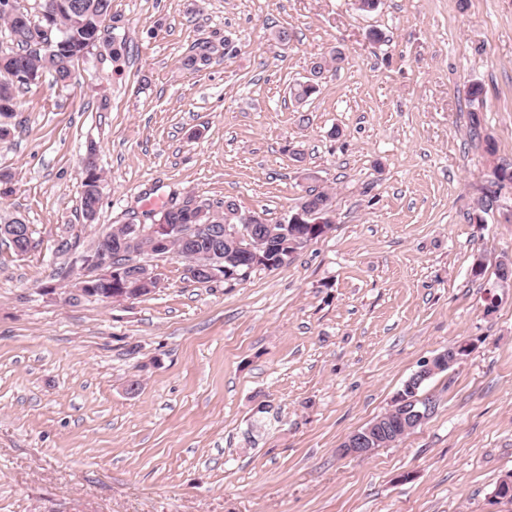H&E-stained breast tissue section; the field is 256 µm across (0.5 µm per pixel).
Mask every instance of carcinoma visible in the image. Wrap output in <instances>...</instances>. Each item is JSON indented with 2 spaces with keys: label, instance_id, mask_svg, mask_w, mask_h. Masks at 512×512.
<instances>
[{
  "label": "carcinoma",
  "instance_id": "cac0c4a2",
  "mask_svg": "<svg viewBox=\"0 0 512 512\" xmlns=\"http://www.w3.org/2000/svg\"><path fill=\"white\" fill-rule=\"evenodd\" d=\"M111 0H45L44 14L39 23H34L27 14L21 12L15 4L5 10H0V21L7 25L18 50L8 53L0 51V102L15 99L14 82L29 83L49 71L53 73L56 82L66 83L71 77L75 62L84 56V49L92 41L100 40L101 27L110 15ZM48 28L54 33L52 41L63 44V54L60 57L49 56L44 52H32L28 49L25 37L30 29ZM216 51L210 42H201L197 52L183 60V66L199 69L210 61L211 54ZM470 142L493 155L495 145L493 140L483 134V127L477 112L470 113L469 123ZM101 175L86 172L81 193V209L83 216L96 219L100 208ZM331 194L327 191H309L305 199L310 208L322 211L329 207ZM158 221L163 224H196L199 229L193 234V239L186 243H178L176 247L182 251L205 253L212 249L213 242L209 235L210 227L226 224L224 203L216 205L199 204L194 208L172 202L159 212ZM267 231H274L271 238L272 250H279L280 244L306 236L316 230L308 224H284L280 221L264 225ZM125 233V225L117 224L102 240L101 243H112V273L110 277H96L87 281L92 291L91 297L112 293V295L134 296L136 298L151 294L157 288L158 278L149 282V288L140 284V277L135 275L130 267L133 258L120 256L117 252L119 240ZM223 269L219 270L222 281L228 283L245 279L249 272L242 269L233 261L226 259L222 262Z\"/></svg>",
  "mask_w": 512,
  "mask_h": 512
}]
</instances>
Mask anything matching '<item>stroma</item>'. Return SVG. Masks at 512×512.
<instances>
[{
	"instance_id": "1",
	"label": "stroma",
	"mask_w": 512,
	"mask_h": 512,
	"mask_svg": "<svg viewBox=\"0 0 512 512\" xmlns=\"http://www.w3.org/2000/svg\"><path fill=\"white\" fill-rule=\"evenodd\" d=\"M276 26L290 43L269 42ZM102 39L68 85H17L0 142L16 179L0 214L38 243L0 239V512H512L492 498L512 473V280L494 265L512 258V183L478 209L512 164V0H112ZM202 41L208 65L183 67ZM335 50L297 104L290 87ZM473 109L495 156L469 141ZM309 189L333 192L334 223L279 268L200 284L149 256L155 293H65L78 251L171 195L275 222ZM454 344L421 427L338 455ZM96 170L101 172L99 167H94L93 172H90V169L86 170V175L82 185L83 190L81 193L82 213L86 221L88 215L91 217V223L96 219L101 202L100 182L102 180V176L100 174H95Z\"/></svg>"
}]
</instances>
